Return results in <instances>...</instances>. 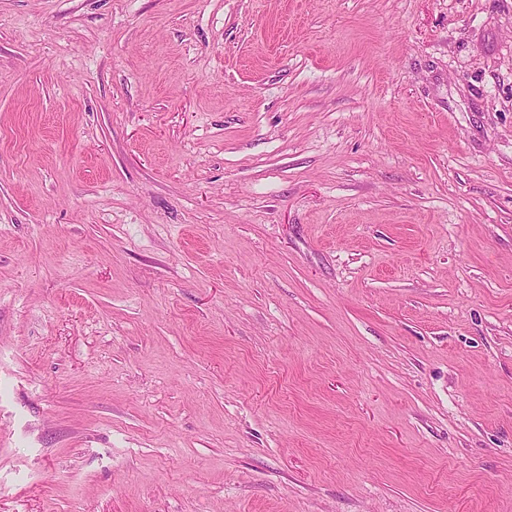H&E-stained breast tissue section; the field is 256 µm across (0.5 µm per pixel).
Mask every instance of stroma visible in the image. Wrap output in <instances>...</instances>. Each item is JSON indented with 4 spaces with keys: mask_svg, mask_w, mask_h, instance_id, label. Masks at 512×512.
Instances as JSON below:
<instances>
[{
    "mask_svg": "<svg viewBox=\"0 0 512 512\" xmlns=\"http://www.w3.org/2000/svg\"><path fill=\"white\" fill-rule=\"evenodd\" d=\"M0 512H512V0H0Z\"/></svg>",
    "mask_w": 512,
    "mask_h": 512,
    "instance_id": "35a3bbf8",
    "label": "stroma"
}]
</instances>
